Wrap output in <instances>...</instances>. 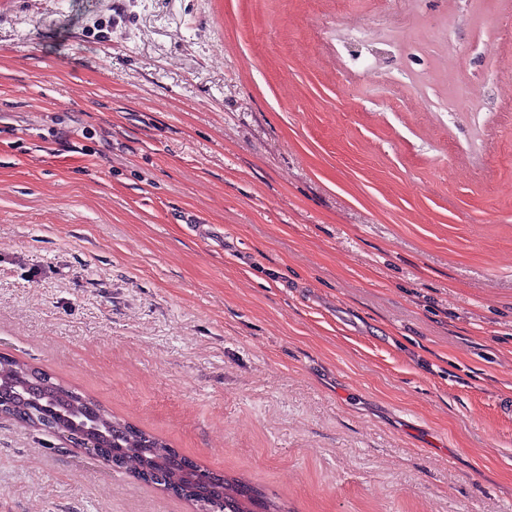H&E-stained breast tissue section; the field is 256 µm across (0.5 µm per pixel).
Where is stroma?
Segmentation results:
<instances>
[{
	"label": "stroma",
	"mask_w": 512,
	"mask_h": 512,
	"mask_svg": "<svg viewBox=\"0 0 512 512\" xmlns=\"http://www.w3.org/2000/svg\"><path fill=\"white\" fill-rule=\"evenodd\" d=\"M0 0V353L291 512H512V0ZM0 512H193L0 418Z\"/></svg>",
	"instance_id": "stroma-1"
}]
</instances>
